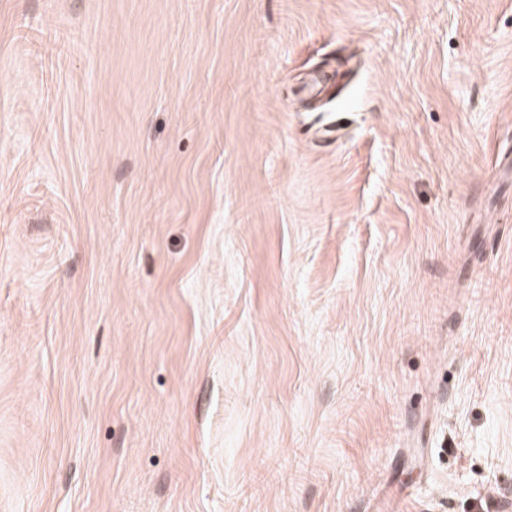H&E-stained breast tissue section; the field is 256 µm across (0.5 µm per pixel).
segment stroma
Returning <instances> with one entry per match:
<instances>
[{"instance_id": "1", "label": "stroma", "mask_w": 512, "mask_h": 512, "mask_svg": "<svg viewBox=\"0 0 512 512\" xmlns=\"http://www.w3.org/2000/svg\"><path fill=\"white\" fill-rule=\"evenodd\" d=\"M0 512H512V0H0Z\"/></svg>"}]
</instances>
